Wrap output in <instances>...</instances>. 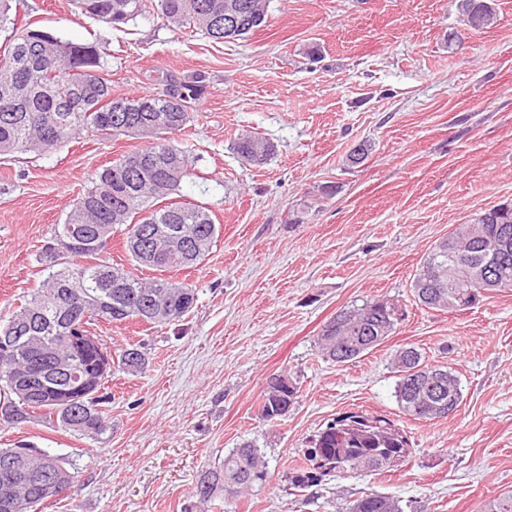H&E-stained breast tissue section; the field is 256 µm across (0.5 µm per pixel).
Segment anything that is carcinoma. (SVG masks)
Wrapping results in <instances>:
<instances>
[{
    "mask_svg": "<svg viewBox=\"0 0 512 512\" xmlns=\"http://www.w3.org/2000/svg\"><path fill=\"white\" fill-rule=\"evenodd\" d=\"M243 4L246 22L230 34L243 39L267 23L270 0H157L163 17L177 28L187 25L204 31L215 40H224V8L227 2ZM15 0H0V30L12 25L3 53L11 65L0 68V156L18 151L49 153L76 136L91 132L116 138H150L149 145L125 153L99 172L91 186L72 204L64 222L54 225L52 237L76 230L84 235L81 250L64 256L41 250L36 262L44 278L6 317H0V338L4 336H55L65 343L64 335L84 328L92 321H137L173 323L191 311L196 302L193 289L172 281L167 273L201 263L215 242L219 226L205 208L190 202H172L191 165L190 154L171 140V136L190 126L189 101L195 88L184 84L174 88L179 100L161 102L159 116L169 124L146 133L130 124L120 125L112 112V84L100 75L101 55L91 43L63 41L39 28H15L11 18ZM81 12L118 26L142 14L146 0H74ZM457 11L466 29L483 31L497 25L498 14L492 0H457ZM239 158H251L261 165L273 153L268 141L254 135L235 143ZM124 225L127 232L137 230L143 241H150L151 230L173 229L196 242V255H160L148 265L158 275L140 278L109 263L102 251L94 248L97 239L109 238L114 228ZM512 230V205L501 204L484 211L471 224H464L446 238L448 252L438 256V274L429 275L432 287L417 295L418 301L439 310H467L482 297L480 274L488 264L499 267L502 276L512 280V240L506 254L498 252L504 229ZM398 320L388 316L378 299L346 306L324 324L318 339L324 358L348 363L379 346L393 332ZM13 358L0 362V421L12 426L28 423L35 417L55 422L60 427L99 436L108 428V416L102 403L106 394L61 406L54 400V389L42 388L26 394L17 391L16 379L24 370L33 378L49 369L38 356L39 343H17ZM120 364L131 373L145 368L142 352L126 348ZM431 370L425 356L416 348L396 352L392 369L396 373L394 397L399 410L416 412L420 419L434 420L441 415L432 411L435 387L411 396L401 372L410 366ZM298 386L283 373L272 375L259 405L260 416L271 421L285 415L294 403ZM348 428L336 436L332 425L316 435L314 447L321 449L320 463L305 457L306 464L320 475L345 470L376 472L393 460L408 454V439L387 418L365 413L344 416ZM13 459L18 471L9 486L0 482V512L11 494L25 502L24 512H38L48 499L46 470L56 473L62 459L39 449L36 454L19 448H0V462ZM267 466L259 449L245 441L224 456L217 470L206 472L198 481L195 496L204 502L217 491L237 495L262 485ZM340 512H404L399 500L370 493L350 501Z\"/></svg>",
    "mask_w": 512,
    "mask_h": 512,
    "instance_id": "carcinoma-1",
    "label": "carcinoma"
}]
</instances>
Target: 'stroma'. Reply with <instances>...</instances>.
I'll return each instance as SVG.
<instances>
[{
	"mask_svg": "<svg viewBox=\"0 0 512 512\" xmlns=\"http://www.w3.org/2000/svg\"><path fill=\"white\" fill-rule=\"evenodd\" d=\"M494 4L498 26L452 51L455 0H271L265 27L226 43L152 6L115 27L73 0H22L18 23L98 44L114 94L196 81L193 121L177 138L194 164L175 197L221 226L201 264L173 275L197 297L182 321L91 326L113 354L135 346L147 362L133 374L113 366L104 435L0 426V448L27 441L75 472L71 496L44 512H336L370 493L411 512H484L512 493V293L448 313L422 307L412 288L435 243L512 202V0ZM243 134L273 144L265 164L240 160ZM361 143L368 155L351 164ZM144 145L85 133L0 160V315L42 280L35 257L77 194ZM322 185L335 193L318 196ZM382 296L403 309L395 332L353 362L325 360L323 325ZM405 346L458 375L454 414L399 410L390 362ZM282 371L297 398L263 420L266 380ZM362 410L404 430L405 461L298 485L312 438ZM246 440L268 464L265 484L199 503L200 476Z\"/></svg>",
	"mask_w": 512,
	"mask_h": 512,
	"instance_id": "35a3bbf8",
	"label": "stroma"
}]
</instances>
